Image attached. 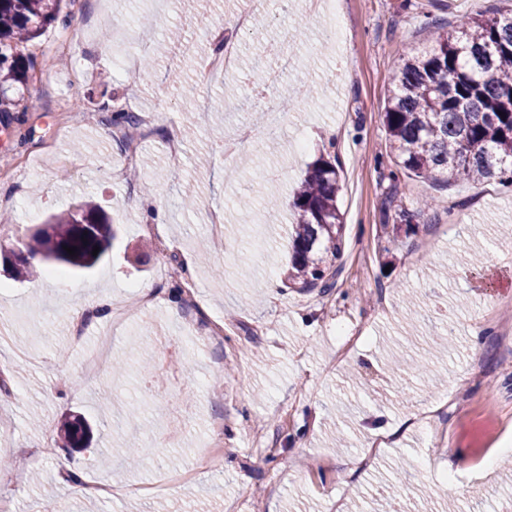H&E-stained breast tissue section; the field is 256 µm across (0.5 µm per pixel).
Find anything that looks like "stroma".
<instances>
[{"mask_svg":"<svg viewBox=\"0 0 512 512\" xmlns=\"http://www.w3.org/2000/svg\"><path fill=\"white\" fill-rule=\"evenodd\" d=\"M99 3L75 0L34 40L28 51L41 60L60 32L73 35L62 66L29 71L20 111L0 112V161L17 164L0 177L1 244L80 202L100 205L117 228L106 257L68 271L62 291L52 274L19 280L0 259V460L27 475L0 482V498L13 512H153L159 501L170 512H387L391 467L405 459L413 476L400 486L403 512H501L512 499V453L497 449L512 436V340L501 334L512 325V189L392 179L382 112L401 58L462 17L512 11V0H337L332 45L299 0L286 10L270 0L265 26L237 35V71L199 85L213 105L204 113L179 90L194 82L197 59L163 55L132 85L101 39L124 29L156 44L180 28L207 42L198 0H169L164 11L155 0H112L108 13ZM283 25L294 41H279ZM279 52L295 56L294 71L259 90L252 66ZM106 79L135 113L163 114L141 141L135 180L110 113L70 126L59 110L63 99L92 105ZM283 96L278 147L240 139L250 109ZM173 132L185 155L167 179ZM228 139L238 142L230 158ZM322 156L340 170L346 225L333 287L307 291L286 281L291 201ZM187 188L198 198L191 209L181 205ZM241 197L253 202L246 220ZM424 197L435 206L417 232L393 235L395 205L413 209ZM154 205L166 214L157 230L143 214ZM143 290L155 295L146 306ZM452 323L455 339L427 355L426 372L389 370L391 357L421 353ZM477 330L485 342L475 364ZM146 359L153 374L141 370ZM68 413L89 422L88 447H65ZM372 441L382 445L373 466H341ZM72 468L110 496L77 494Z\"/></svg>","mask_w":512,"mask_h":512,"instance_id":"35a3bbf8","label":"stroma"}]
</instances>
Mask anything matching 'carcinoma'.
I'll use <instances>...</instances> for the list:
<instances>
[{
    "instance_id": "obj_1",
    "label": "carcinoma",
    "mask_w": 512,
    "mask_h": 512,
    "mask_svg": "<svg viewBox=\"0 0 512 512\" xmlns=\"http://www.w3.org/2000/svg\"><path fill=\"white\" fill-rule=\"evenodd\" d=\"M62 0H0V111H10L13 86L27 84L36 58L23 45L58 20ZM124 132L139 126L133 112L112 113ZM389 148L405 173L425 180L442 177L512 185V13L460 21L436 44L396 66L383 112ZM336 164L321 158L298 186L293 207L289 284L328 288L342 250L343 216L338 207ZM45 233L27 238V255L15 271L32 272L29 259L89 269L104 256L115 230L89 202L51 218ZM97 255H92L94 247ZM75 249V254L66 248ZM61 432L70 448H83L90 427L82 417L65 419Z\"/></svg>"
}]
</instances>
